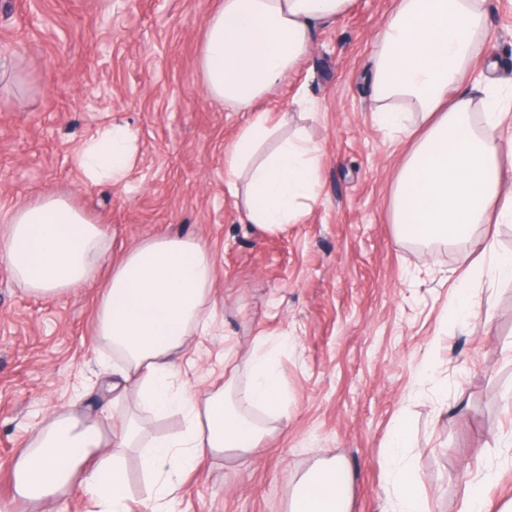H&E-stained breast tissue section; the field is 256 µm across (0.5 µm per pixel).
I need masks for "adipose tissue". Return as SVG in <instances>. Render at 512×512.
<instances>
[{
	"label": "adipose tissue",
	"mask_w": 512,
	"mask_h": 512,
	"mask_svg": "<svg viewBox=\"0 0 512 512\" xmlns=\"http://www.w3.org/2000/svg\"><path fill=\"white\" fill-rule=\"evenodd\" d=\"M352 0H219L206 19L199 68L207 94L250 113L224 155V185L249 223L276 231L298 223L317 197L321 150L302 133L276 138L256 105L307 56L315 30L344 14ZM492 34L485 0H397L382 21L369 74L378 123L426 131L398 178L393 222L403 238L455 242L483 224L512 223V86L480 84L472 62ZM136 136L115 123L99 130L79 157L84 179L121 182L134 161ZM103 233L70 200L44 194L0 214V264L32 294L53 297L96 279L105 259ZM216 254L200 240L167 235L127 250L112 266L99 306L98 334L122 357L123 377L141 407L185 414L177 436L144 442L137 417L104 429L96 417L53 418L20 449L14 495L62 502L81 488L99 512H132L120 451L148 448L142 467L151 495L143 512H164L176 477L209 456L250 461L267 428L254 410L284 411L273 352L255 341L244 357L250 382L233 380L192 392L175 360L190 339L210 332ZM343 463L318 462L298 482L289 512H347Z\"/></svg>",
	"instance_id": "ef3b65f1"
}]
</instances>
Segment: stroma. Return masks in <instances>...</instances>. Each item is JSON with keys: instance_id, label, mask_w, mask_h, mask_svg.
Here are the masks:
<instances>
[{"instance_id": "stroma-1", "label": "stroma", "mask_w": 512, "mask_h": 512, "mask_svg": "<svg viewBox=\"0 0 512 512\" xmlns=\"http://www.w3.org/2000/svg\"><path fill=\"white\" fill-rule=\"evenodd\" d=\"M217 5L0 0V207L69 197L100 226L111 262L172 232L207 242L219 259L216 324L180 363L197 388L230 375L245 386L240 357L256 333L278 347L288 406L264 448L245 466L201 460L181 480L177 512H289L300 476L331 457L346 469L348 512H394L392 466L411 471L431 512H461L478 483L502 512L512 502V280L489 256L512 254V224L453 246L398 237L393 192L412 143L374 120L368 78L395 0H353L261 102L323 152L316 201L275 232L243 223L224 186V152L250 115L202 86L204 23ZM486 25L495 74L512 79V0H487ZM115 122L134 131L136 163L119 185L87 184L75 152ZM107 279L103 270L45 299L0 266V506L10 512H41L13 501V470L51 415L108 423L138 409L135 393L113 400L122 377L96 334ZM462 287L465 318L454 313ZM402 422L410 442L391 460Z\"/></svg>"}]
</instances>
